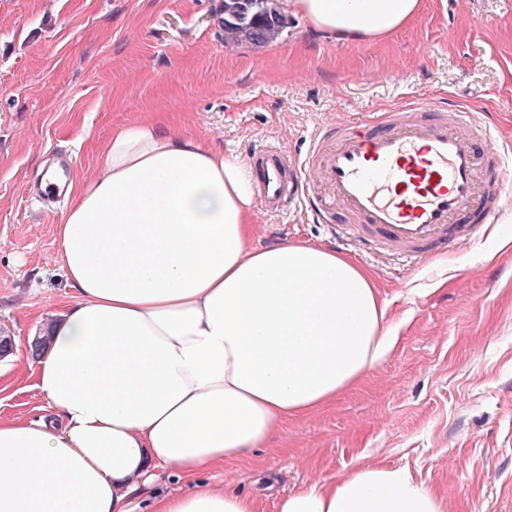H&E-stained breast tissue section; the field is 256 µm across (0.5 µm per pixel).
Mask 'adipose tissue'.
Masks as SVG:
<instances>
[{
    "instance_id": "obj_1",
    "label": "adipose tissue",
    "mask_w": 512,
    "mask_h": 512,
    "mask_svg": "<svg viewBox=\"0 0 512 512\" xmlns=\"http://www.w3.org/2000/svg\"><path fill=\"white\" fill-rule=\"evenodd\" d=\"M422 0H289L338 39H383ZM56 227L74 298L33 363L45 412L0 417V512H259L204 480L355 387L394 348L372 275L302 242L250 243L241 156L183 127L113 128ZM178 490L138 501L158 466ZM278 512H445L406 468L361 465Z\"/></svg>"
}]
</instances>
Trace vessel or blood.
I'll return each instance as SVG.
<instances>
[{"instance_id": "b4317fda", "label": "vessel or blood", "mask_w": 512, "mask_h": 512, "mask_svg": "<svg viewBox=\"0 0 512 512\" xmlns=\"http://www.w3.org/2000/svg\"><path fill=\"white\" fill-rule=\"evenodd\" d=\"M506 163L474 109L422 98L358 124L324 122L304 154L267 144L245 159L267 211L305 210L337 240L415 266L493 222L512 195Z\"/></svg>"}]
</instances>
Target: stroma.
I'll return each instance as SVG.
<instances>
[{
    "instance_id": "35a3bbf8",
    "label": "stroma",
    "mask_w": 512,
    "mask_h": 512,
    "mask_svg": "<svg viewBox=\"0 0 512 512\" xmlns=\"http://www.w3.org/2000/svg\"><path fill=\"white\" fill-rule=\"evenodd\" d=\"M214 0H0V417L39 415L28 343L69 302L55 226L31 197L57 152L89 177L115 126L167 116L244 154L304 151L318 124L410 97L476 107L512 145V0H424L382 41L349 42L287 13L266 47L228 46ZM251 242H305L367 269L399 340L331 407L289 422L266 448L207 472L262 512L361 463L406 467L447 494L446 512H512V221L498 219L418 269L337 243L301 212L256 209Z\"/></svg>"
}]
</instances>
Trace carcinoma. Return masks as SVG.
<instances>
[{
	"mask_svg": "<svg viewBox=\"0 0 512 512\" xmlns=\"http://www.w3.org/2000/svg\"><path fill=\"white\" fill-rule=\"evenodd\" d=\"M286 25L282 0H224V43L267 46Z\"/></svg>",
	"mask_w": 512,
	"mask_h": 512,
	"instance_id": "1",
	"label": "carcinoma"
}]
</instances>
